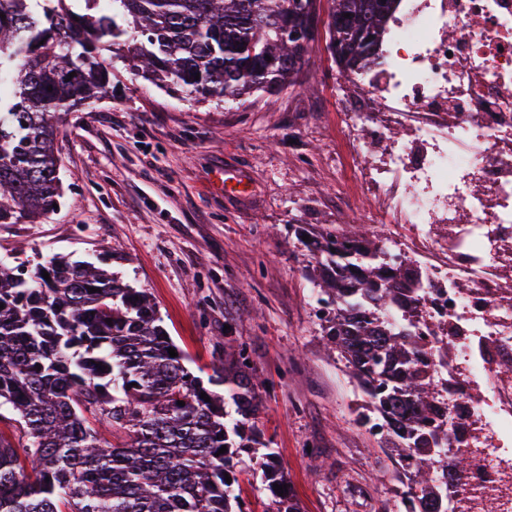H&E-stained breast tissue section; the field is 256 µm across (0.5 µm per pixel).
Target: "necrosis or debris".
Returning <instances> with one entry per match:
<instances>
[{"label":"necrosis or debris","mask_w":512,"mask_h":512,"mask_svg":"<svg viewBox=\"0 0 512 512\" xmlns=\"http://www.w3.org/2000/svg\"><path fill=\"white\" fill-rule=\"evenodd\" d=\"M380 55L350 78L365 98L339 127L353 163L341 200H369L372 224L404 216L406 236L384 241L410 260L425 305L393 325L448 349L440 404L471 460L449 505L512 512V384L495 380L512 364V0H402Z\"/></svg>","instance_id":"4bbe7bcc"}]
</instances>
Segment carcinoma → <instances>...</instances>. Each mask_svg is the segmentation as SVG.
I'll return each instance as SVG.
<instances>
[{
  "mask_svg": "<svg viewBox=\"0 0 512 512\" xmlns=\"http://www.w3.org/2000/svg\"><path fill=\"white\" fill-rule=\"evenodd\" d=\"M69 2L0 0V224H35L63 197L54 120L112 89L104 44L132 40L144 79L222 101L283 87L309 54L279 32L294 0H107V9L83 0L79 11ZM328 2L327 37L345 42L342 71L377 63L379 42L350 39L380 35L384 0ZM306 247L312 281L333 304L327 345L367 397L363 420L388 419L415 483L403 495L409 512H441L435 496L452 473L438 384L418 338L386 320L400 287L420 283L358 231ZM0 304V424L17 431H0V512H244L232 484L239 452L256 443L260 381L242 350L224 352L208 379L224 394L207 388L182 353H168L175 344L145 291L66 256L26 277L0 262Z\"/></svg>",
  "mask_w": 512,
  "mask_h": 512,
  "instance_id": "carcinoma-1",
  "label": "carcinoma"
}]
</instances>
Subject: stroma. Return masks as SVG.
I'll return each mask as SVG.
<instances>
[{
    "label": "stroma",
    "instance_id": "35a3bbf8",
    "mask_svg": "<svg viewBox=\"0 0 512 512\" xmlns=\"http://www.w3.org/2000/svg\"><path fill=\"white\" fill-rule=\"evenodd\" d=\"M112 89L56 122L65 195L39 224H0V261L31 272L56 255L147 291L201 378L225 345L264 378L263 444L238 468L247 512H268V459L302 512H392L408 480L356 418L364 399L323 338L300 235L365 222L337 213L340 72L315 42L297 79L229 103L156 87L126 62Z\"/></svg>",
    "mask_w": 512,
    "mask_h": 512
}]
</instances>
